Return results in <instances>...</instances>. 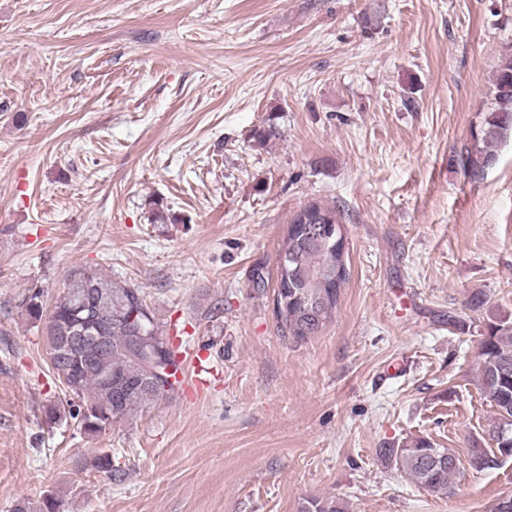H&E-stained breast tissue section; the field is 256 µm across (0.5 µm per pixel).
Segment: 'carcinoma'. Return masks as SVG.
<instances>
[{
  "label": "carcinoma",
  "instance_id": "obj_1",
  "mask_svg": "<svg viewBox=\"0 0 512 512\" xmlns=\"http://www.w3.org/2000/svg\"><path fill=\"white\" fill-rule=\"evenodd\" d=\"M492 93L493 107L479 129L472 132V143L461 154V166L472 177L494 162L495 141L502 132L512 129V54L502 60ZM302 213L323 215L333 224L340 223L336 209L311 203L294 215L293 229L283 238L278 259L285 263L277 266L287 265L288 279H276V316L283 334L297 342L317 335L333 322L348 279L344 257L336 252L335 241L322 236V225L298 222ZM67 276L78 283L88 281L99 292L92 309V324L99 328L97 334L110 351L94 362L78 355L61 363L52 358L49 371L62 385L67 405L75 408L72 416L79 419L81 430L97 435L104 432L102 424L107 413L121 419L175 392L177 382L166 385L145 377L148 353L164 349L166 359L177 372L182 370V361L177 359L179 348L155 322L142 289L114 281L90 267H74ZM77 302L75 293L64 289L46 308L43 294L34 290L22 298L20 305L35 320L54 321V327L47 329L48 349L52 350L56 339L75 319ZM485 306L481 293L471 296L469 310L483 319L477 387L494 410L484 435L474 439L469 448V464L477 471L492 469L512 458V316L487 311ZM382 456L429 493H449L460 471V459L453 450L438 448L426 438L385 448ZM63 506V501L50 491L35 506L18 501L14 512H62ZM300 512L344 510L335 499L310 498Z\"/></svg>",
  "mask_w": 512,
  "mask_h": 512
}]
</instances>
